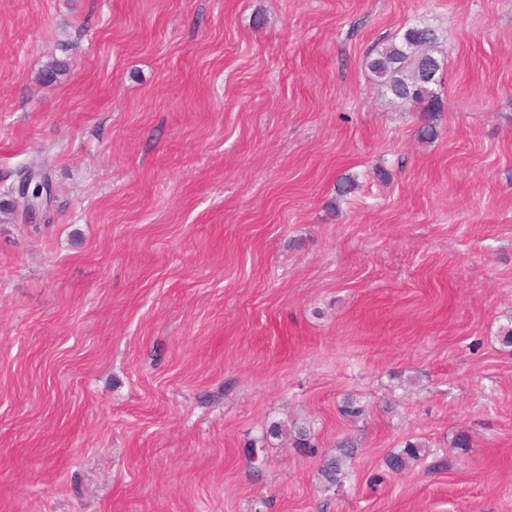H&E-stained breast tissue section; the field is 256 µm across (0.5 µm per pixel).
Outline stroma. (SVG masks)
I'll use <instances>...</instances> for the list:
<instances>
[{
    "mask_svg": "<svg viewBox=\"0 0 512 512\" xmlns=\"http://www.w3.org/2000/svg\"><path fill=\"white\" fill-rule=\"evenodd\" d=\"M1 201L0 512H512V0H0ZM437 44L438 35L433 28L414 24L396 33L375 55L368 56V67L388 93L403 105L427 113L428 123L418 131L425 139L436 135L433 116L442 108L436 92L440 83H435L434 90H426L417 79L419 68L426 63H437L441 67L439 74L443 72L444 59L436 50ZM17 194L25 200L29 214L46 211L51 203V186L47 179L35 174L27 176L16 188ZM341 448V457H336L329 460L321 469V476L324 481L329 485H336L341 482L345 476L343 470V458H351L354 454V446L349 441H344L339 444ZM427 452V448L420 443L408 442L399 453L387 456L385 465L393 474H401L406 466L407 459H421Z\"/></svg>",
    "mask_w": 512,
    "mask_h": 512,
    "instance_id": "stroma-1",
    "label": "stroma"
}]
</instances>
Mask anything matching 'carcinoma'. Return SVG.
<instances>
[{
	"label": "carcinoma",
	"mask_w": 512,
	"mask_h": 512,
	"mask_svg": "<svg viewBox=\"0 0 512 512\" xmlns=\"http://www.w3.org/2000/svg\"><path fill=\"white\" fill-rule=\"evenodd\" d=\"M436 31L422 24L409 25L396 33L388 44L369 57L368 67L396 100L411 108H418L433 117L441 111V99L434 90H426L418 81L419 68L426 64L444 66V59L436 50ZM70 70L66 59H52L42 69L41 80L51 85ZM341 456L329 460L321 469V476L329 485H336L345 476L343 459L354 454V446L348 441L339 444ZM427 448L420 443L408 442L403 450L387 456L385 465L394 474L404 471L407 459H419Z\"/></svg>",
	"instance_id": "obj_1"
}]
</instances>
